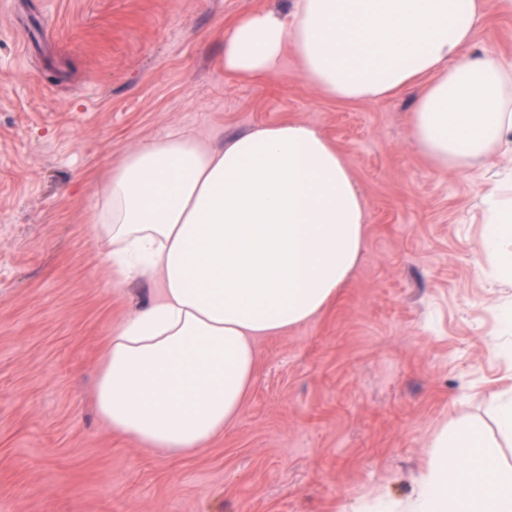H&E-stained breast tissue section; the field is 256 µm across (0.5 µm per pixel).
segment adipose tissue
I'll list each match as a JSON object with an SVG mask.
<instances>
[{
	"label": "adipose tissue",
	"mask_w": 512,
	"mask_h": 512,
	"mask_svg": "<svg viewBox=\"0 0 512 512\" xmlns=\"http://www.w3.org/2000/svg\"><path fill=\"white\" fill-rule=\"evenodd\" d=\"M488 0H292L252 11L224 36V69L302 76L343 102L413 96L414 141L440 172L512 155V62L462 57ZM95 241L122 279L154 297L115 326L96 404L113 433L188 455L238 418L256 343L319 316L355 271L366 208L344 156L288 121L214 149L177 131L126 154L99 187ZM482 245L512 282V186L484 198ZM495 436L461 422L436 432L406 512H512V393L492 405Z\"/></svg>",
	"instance_id": "adipose-tissue-1"
}]
</instances>
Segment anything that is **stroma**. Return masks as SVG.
<instances>
[{
  "instance_id": "stroma-1",
  "label": "stroma",
  "mask_w": 512,
  "mask_h": 512,
  "mask_svg": "<svg viewBox=\"0 0 512 512\" xmlns=\"http://www.w3.org/2000/svg\"><path fill=\"white\" fill-rule=\"evenodd\" d=\"M290 0H0V512H357L406 502L443 425L488 421L512 388V287L482 249V168L433 169L410 95L342 102L286 55L226 72L224 32ZM467 54L512 61V8ZM298 121L344 155L367 210L352 277L315 320L261 339L237 420L165 456L95 404L104 343L146 303L92 239L98 186L127 152L184 130L218 147Z\"/></svg>"
}]
</instances>
